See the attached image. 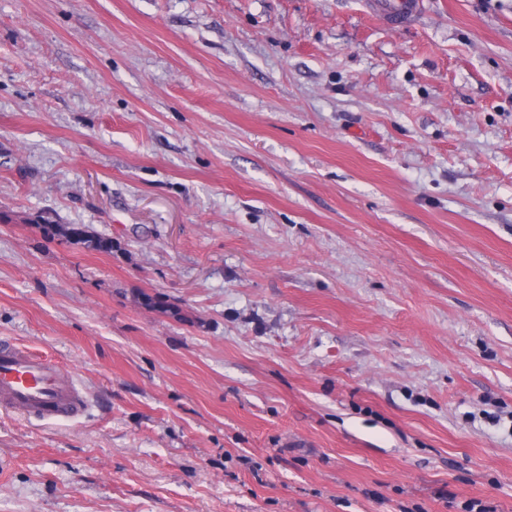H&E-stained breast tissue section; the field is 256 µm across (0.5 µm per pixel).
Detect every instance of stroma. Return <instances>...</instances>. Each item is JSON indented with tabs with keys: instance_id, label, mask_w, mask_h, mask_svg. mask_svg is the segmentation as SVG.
I'll list each match as a JSON object with an SVG mask.
<instances>
[{
	"instance_id": "1",
	"label": "stroma",
	"mask_w": 512,
	"mask_h": 512,
	"mask_svg": "<svg viewBox=\"0 0 512 512\" xmlns=\"http://www.w3.org/2000/svg\"><path fill=\"white\" fill-rule=\"evenodd\" d=\"M424 5L0 0V339L88 400L0 512H512V0ZM421 0H370L369 8L395 27L417 22L421 15ZM42 227L44 233L50 238L56 236L63 237L75 243L84 244L94 251L107 254L112 252V239L94 233L85 225L51 224V222H44Z\"/></svg>"
}]
</instances>
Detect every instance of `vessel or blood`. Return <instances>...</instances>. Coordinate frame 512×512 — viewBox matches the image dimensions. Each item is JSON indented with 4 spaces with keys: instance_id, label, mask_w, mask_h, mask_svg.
<instances>
[{
    "instance_id": "1",
    "label": "vessel or blood",
    "mask_w": 512,
    "mask_h": 512,
    "mask_svg": "<svg viewBox=\"0 0 512 512\" xmlns=\"http://www.w3.org/2000/svg\"><path fill=\"white\" fill-rule=\"evenodd\" d=\"M369 7L395 27L417 22L421 0H370ZM0 409L45 421L74 419L87 402L74 375L56 360L12 341L0 342Z\"/></svg>"
}]
</instances>
